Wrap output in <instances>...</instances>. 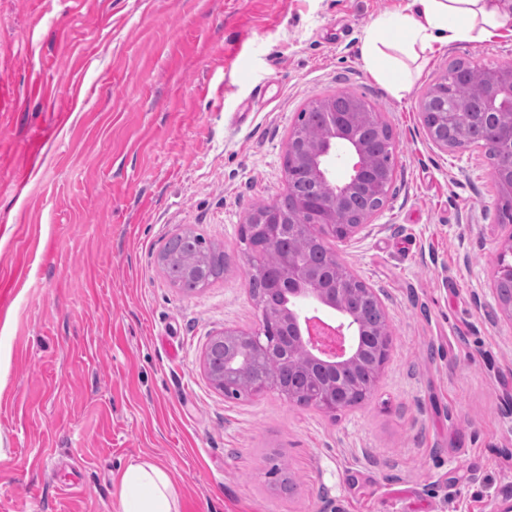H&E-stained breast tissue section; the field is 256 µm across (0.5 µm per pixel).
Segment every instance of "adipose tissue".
Returning <instances> with one entry per match:
<instances>
[{
	"instance_id": "obj_1",
	"label": "adipose tissue",
	"mask_w": 512,
	"mask_h": 512,
	"mask_svg": "<svg viewBox=\"0 0 512 512\" xmlns=\"http://www.w3.org/2000/svg\"><path fill=\"white\" fill-rule=\"evenodd\" d=\"M511 25L512 0H411L374 21L362 55L372 76L399 97L408 87L406 59H420L437 44L481 43ZM118 487L119 512H180L168 471L152 459L131 461Z\"/></svg>"
}]
</instances>
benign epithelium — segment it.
Listing matches in <instances>:
<instances>
[{"label":"benign epithelium","mask_w":512,"mask_h":512,"mask_svg":"<svg viewBox=\"0 0 512 512\" xmlns=\"http://www.w3.org/2000/svg\"><path fill=\"white\" fill-rule=\"evenodd\" d=\"M468 82H480L485 94L475 104H468L456 96H441L430 87L420 102L422 126L435 147L442 151H465L474 145L473 131H487L491 140L482 145L486 151L505 142L509 146L508 162L493 165L492 177L500 187V200L512 204V66L496 70L471 67L464 73ZM324 117L321 133L314 137L300 124L288 134V154L297 158L304 174L303 192L295 207L288 212L265 210L259 218L248 220L247 228L258 237L261 245L275 247L281 240L306 238L325 245L326 238L345 240L361 234L379 211L375 206L363 205L369 198H387L383 192L394 172L382 173L373 166L369 134L384 143L394 145V138L381 115L363 101L340 92L313 103ZM339 165L347 168L345 178L338 180L333 170ZM512 230L509 231L497 257L496 278L512 279ZM334 277L325 283L309 273V266L288 262V286L307 303L321 305L340 319L336 325L325 323L334 331L337 340L332 345L303 331V325L317 315L293 314L284 323L286 333L272 336L267 332V312L256 305L260 313L257 327L242 329L226 327L217 336L234 337L240 344L239 364L251 360L255 354L289 357L292 349L305 350L311 365L328 373V382L314 384L302 394L300 403L334 413L341 409L351 390L346 368L357 358L356 339L363 334L364 323L356 313L340 307L354 294H367L370 289L354 277L338 258Z\"/></svg>","instance_id":"1"}]
</instances>
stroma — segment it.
<instances>
[{
    "mask_svg": "<svg viewBox=\"0 0 512 512\" xmlns=\"http://www.w3.org/2000/svg\"><path fill=\"white\" fill-rule=\"evenodd\" d=\"M407 0H0V512H118L137 458L181 512H496L512 501L508 233L485 151L443 152L419 101L453 61L512 64V30L409 62L395 97L367 27ZM338 92L395 140L385 206L330 242L390 332L366 400L333 414L228 399L200 358L249 328L240 229L287 189L288 133ZM186 228L224 250L186 295L158 255ZM282 454L297 489L270 475ZM508 254L511 258L510 262L506 259ZM495 276L497 280L501 277L503 278L497 281L496 285L499 302L502 306V310L508 314L509 318L512 319V299L505 303L500 298L512 297V280H509L512 279V225H510L508 237L504 241L498 254Z\"/></svg>",
    "mask_w": 512,
    "mask_h": 512,
    "instance_id": "35a3bbf8",
    "label": "stroma"
}]
</instances>
